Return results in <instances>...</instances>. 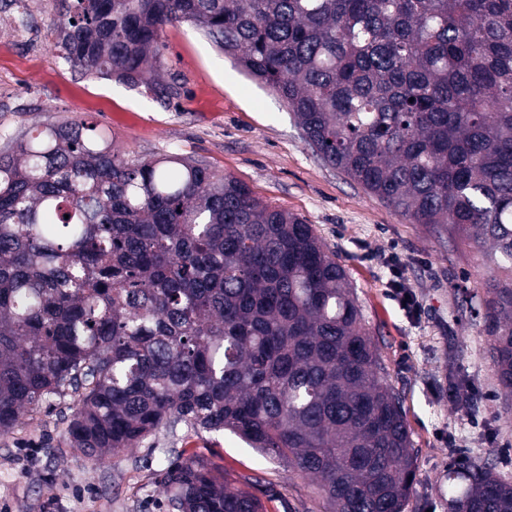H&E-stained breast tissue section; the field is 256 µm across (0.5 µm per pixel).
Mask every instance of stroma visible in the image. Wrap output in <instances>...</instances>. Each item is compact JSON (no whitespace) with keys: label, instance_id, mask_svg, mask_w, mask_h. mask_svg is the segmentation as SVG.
I'll use <instances>...</instances> for the list:
<instances>
[{"label":"stroma","instance_id":"35a3bbf8","mask_svg":"<svg viewBox=\"0 0 512 512\" xmlns=\"http://www.w3.org/2000/svg\"><path fill=\"white\" fill-rule=\"evenodd\" d=\"M53 10L52 0L19 7L0 0V147L5 135L82 119L131 157L206 161L256 197L302 216L346 268L385 380L401 397L415 457L405 512H448V466L459 454L490 457L512 480V405L496 394L478 319L457 313L462 293L476 291L483 278L477 252L450 247L322 163L276 93L191 25L163 33L159 72L178 93L167 102L145 87L71 69L50 32ZM397 285L413 294L420 315L403 310ZM452 371L471 386L466 404L448 395ZM71 404L52 398L0 433V512H171L158 483L169 448L204 458L259 498L265 512H325L314 480L227 432L181 425L93 462L66 445Z\"/></svg>","mask_w":512,"mask_h":512}]
</instances>
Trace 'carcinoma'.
Returning <instances> with one entry per match:
<instances>
[{
    "label": "carcinoma",
    "mask_w": 512,
    "mask_h": 512,
    "mask_svg": "<svg viewBox=\"0 0 512 512\" xmlns=\"http://www.w3.org/2000/svg\"><path fill=\"white\" fill-rule=\"evenodd\" d=\"M72 68L156 95L188 23L288 105L327 165L476 250L477 310L512 400V0H56ZM73 398L95 462L162 429L228 430L311 477L325 512H404L415 473L345 268L305 219L178 155L131 159L86 121L0 151V433ZM176 512H262L168 450ZM448 512H512L486 459L448 469Z\"/></svg>",
    "instance_id": "obj_1"
}]
</instances>
